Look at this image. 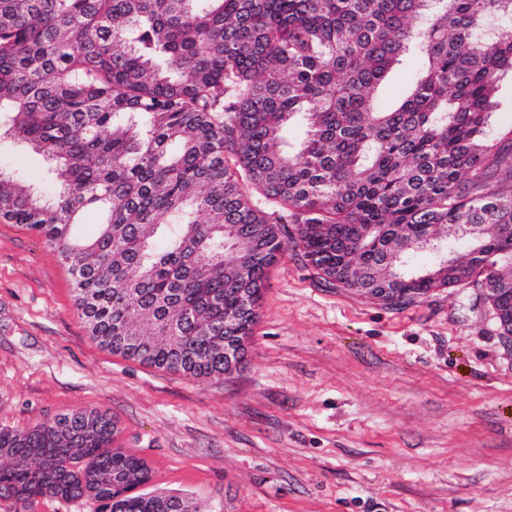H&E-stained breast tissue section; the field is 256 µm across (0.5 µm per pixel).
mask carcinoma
Here are the masks:
<instances>
[{
  "label": "carcinoma",
  "mask_w": 512,
  "mask_h": 512,
  "mask_svg": "<svg viewBox=\"0 0 512 512\" xmlns=\"http://www.w3.org/2000/svg\"><path fill=\"white\" fill-rule=\"evenodd\" d=\"M413 53L409 96L379 109ZM509 71L512 0H0V142L52 160L55 185L36 196L0 169V218L68 266L100 346L221 378L290 245L339 288L387 289L389 307L512 288V128L492 122ZM88 208L103 220L80 240ZM116 430L94 410L1 427L0 498L199 512L139 491L150 468L112 447Z\"/></svg>",
  "instance_id": "obj_1"
}]
</instances>
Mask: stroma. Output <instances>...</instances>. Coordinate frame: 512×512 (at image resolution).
<instances>
[{
    "instance_id": "35a3bbf8",
    "label": "stroma",
    "mask_w": 512,
    "mask_h": 512,
    "mask_svg": "<svg viewBox=\"0 0 512 512\" xmlns=\"http://www.w3.org/2000/svg\"><path fill=\"white\" fill-rule=\"evenodd\" d=\"M0 165L39 193L42 153ZM107 413L144 492L200 512H512V336L472 288L389 307L329 285L297 250L269 268L242 362L194 378L89 335L56 252L0 221V427ZM0 512H98L94 500L0 498Z\"/></svg>"
}]
</instances>
